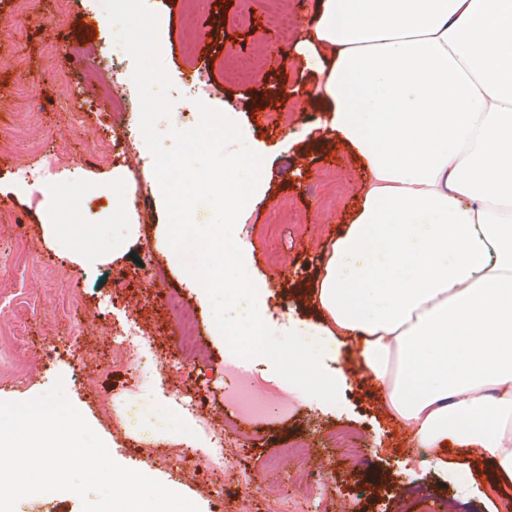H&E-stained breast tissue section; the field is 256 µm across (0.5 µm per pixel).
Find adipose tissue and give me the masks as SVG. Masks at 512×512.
Instances as JSON below:
<instances>
[{
    "label": "adipose tissue",
    "instance_id": "ef3b65f1",
    "mask_svg": "<svg viewBox=\"0 0 512 512\" xmlns=\"http://www.w3.org/2000/svg\"><path fill=\"white\" fill-rule=\"evenodd\" d=\"M290 57L362 171L312 297L421 461L512 480V0H321Z\"/></svg>",
    "mask_w": 512,
    "mask_h": 512
}]
</instances>
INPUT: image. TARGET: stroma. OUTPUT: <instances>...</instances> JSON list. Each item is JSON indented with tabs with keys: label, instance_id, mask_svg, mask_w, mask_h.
<instances>
[{
	"label": "stroma",
	"instance_id": "obj_1",
	"mask_svg": "<svg viewBox=\"0 0 512 512\" xmlns=\"http://www.w3.org/2000/svg\"><path fill=\"white\" fill-rule=\"evenodd\" d=\"M315 2L199 0V11L210 17L205 31L185 22V0H146L159 18L161 56L172 84L191 77L203 46L219 53L212 82L266 170L262 193L248 205L235 239L252 279L264 286L271 314L308 326L318 316L303 290L362 177L344 149L323 143L326 116L306 104L312 70L294 59L280 70L267 65L272 48L281 44L271 14H292L305 30ZM113 36L102 0H41L35 10L21 7L20 0H0V401L31 400L62 381L68 399L115 461L181 493L200 512H277L285 496H305L308 473L321 479L319 492L328 498L330 512H503L504 502H512V487L492 483L484 470H476L471 495L462 500L452 476L458 461L449 460L444 470L418 465L407 452L406 437L355 376L349 346L339 347L332 363L345 377L338 403L296 397L289 418L236 417L224 398L230 379L226 342L215 333L212 308L201 301L198 284L173 261L150 150L141 140L123 160L97 151L102 139L122 136L128 121L141 115L137 100L105 107L101 92L87 87L91 71L110 66L101 49ZM35 77L40 83L34 92H24ZM258 107L267 120L255 121ZM48 152L61 169L81 179V189L66 194L54 185L42 170ZM139 181L150 186L151 202L132 214L125 199ZM285 210L296 213V220L271 232V221ZM118 220L135 227L121 256L87 268L65 255L66 249L83 248L84 239H67L61 247L43 233L47 224ZM149 280L157 288L147 296L142 286ZM172 291L194 314L206 360L177 354L178 317L167 306ZM131 315L151 333L153 350L171 358L151 378V394L166 397L175 411L203 396V411L213 425H236L246 449L240 469L257 490L248 509L222 496L210 476L203 440L161 423L141 434L117 436L126 423L122 406L138 384L113 368L110 335ZM341 426L366 433L359 459L330 440V432ZM254 436L262 439L256 449ZM299 438L310 445L308 458L287 449ZM371 470L381 472L384 482L369 493L363 475Z\"/></svg>",
	"mask_w": 512,
	"mask_h": 512
}]
</instances>
